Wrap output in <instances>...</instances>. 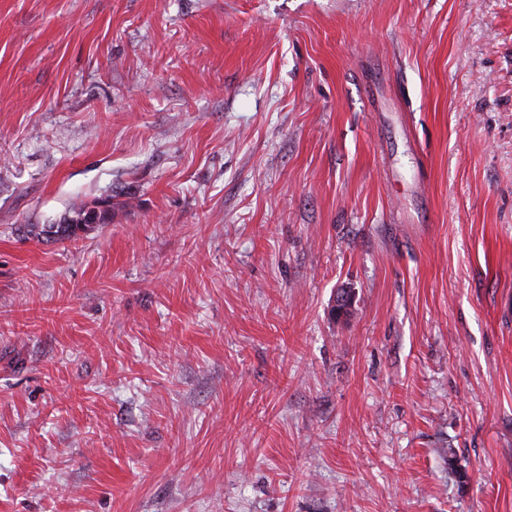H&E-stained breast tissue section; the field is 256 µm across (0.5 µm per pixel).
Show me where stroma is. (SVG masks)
I'll list each match as a JSON object with an SVG mask.
<instances>
[{
	"label": "stroma",
	"mask_w": 512,
	"mask_h": 512,
	"mask_svg": "<svg viewBox=\"0 0 512 512\" xmlns=\"http://www.w3.org/2000/svg\"><path fill=\"white\" fill-rule=\"evenodd\" d=\"M511 300L512 0H0V512H512ZM115 205L109 199L93 201L73 211V215L65 217L63 224H50L39 227L31 224L27 230L36 237H58L68 240H77L81 233L88 231L93 224H104L110 219ZM96 217V219H94Z\"/></svg>",
	"instance_id": "stroma-1"
}]
</instances>
